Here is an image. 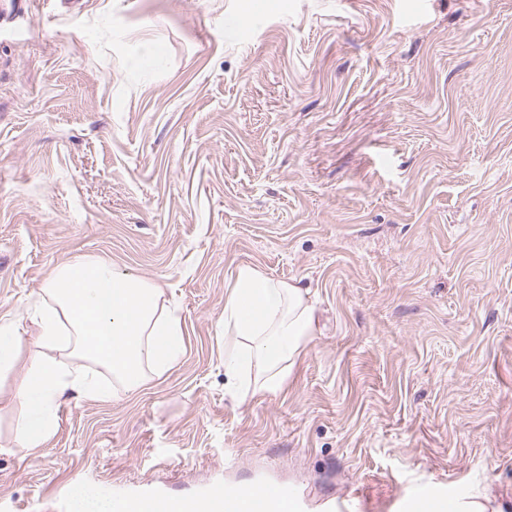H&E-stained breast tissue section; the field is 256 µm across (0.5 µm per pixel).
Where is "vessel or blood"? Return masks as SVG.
Segmentation results:
<instances>
[{"label":"vessel or blood","mask_w":512,"mask_h":512,"mask_svg":"<svg viewBox=\"0 0 512 512\" xmlns=\"http://www.w3.org/2000/svg\"><path fill=\"white\" fill-rule=\"evenodd\" d=\"M114 512H235L237 502L223 493L221 486L188 497L173 498L160 492H113ZM405 512H439L440 495L430 488L419 489L405 500ZM248 512H306V502L293 488L284 484H262L249 501Z\"/></svg>","instance_id":"b4317fda"}]
</instances>
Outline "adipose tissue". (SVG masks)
<instances>
[{"label": "adipose tissue", "instance_id": "1", "mask_svg": "<svg viewBox=\"0 0 512 512\" xmlns=\"http://www.w3.org/2000/svg\"><path fill=\"white\" fill-rule=\"evenodd\" d=\"M317 308L309 289L238 266L224 290V376L234 403L280 393L316 334ZM39 328L33 356L16 390L22 406L18 438L9 453L31 454L54 435L61 398L104 399L94 372L67 368L54 355L70 349L107 368L125 391H139L183 352L175 301L160 285L121 273L104 261L56 268L30 307Z\"/></svg>", "mask_w": 512, "mask_h": 512}]
</instances>
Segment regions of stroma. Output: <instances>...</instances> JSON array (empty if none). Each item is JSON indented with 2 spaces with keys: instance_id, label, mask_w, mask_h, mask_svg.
Instances as JSON below:
<instances>
[{
  "instance_id": "stroma-1",
  "label": "stroma",
  "mask_w": 512,
  "mask_h": 512,
  "mask_svg": "<svg viewBox=\"0 0 512 512\" xmlns=\"http://www.w3.org/2000/svg\"><path fill=\"white\" fill-rule=\"evenodd\" d=\"M61 2L0 25V444L57 267L161 285L184 352L135 393L96 367L107 400L0 454V512L263 481L308 512H400L420 482L512 512V0ZM243 263L311 289L318 323L278 395L235 405ZM19 336L14 332L13 323L0 325V372L11 369L17 359Z\"/></svg>"
}]
</instances>
